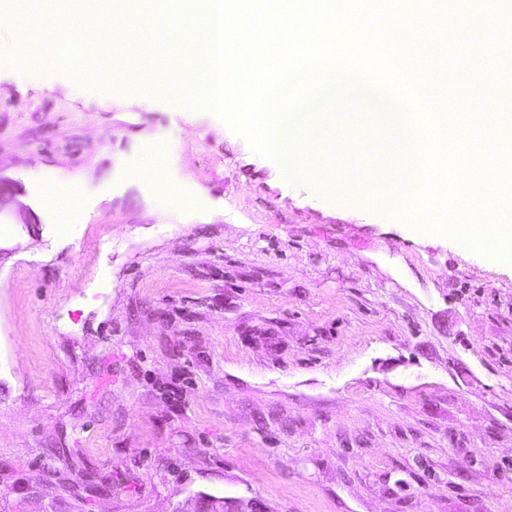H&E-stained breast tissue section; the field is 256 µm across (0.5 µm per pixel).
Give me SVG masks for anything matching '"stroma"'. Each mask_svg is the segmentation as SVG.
Instances as JSON below:
<instances>
[{"mask_svg":"<svg viewBox=\"0 0 512 512\" xmlns=\"http://www.w3.org/2000/svg\"><path fill=\"white\" fill-rule=\"evenodd\" d=\"M23 37L0 29V504L512 512V265L288 182L212 111L20 69ZM192 510H183L180 506L172 512H268L263 504L254 498L215 496L197 492L190 499Z\"/></svg>","mask_w":512,"mask_h":512,"instance_id":"obj_1","label":"stroma"}]
</instances>
